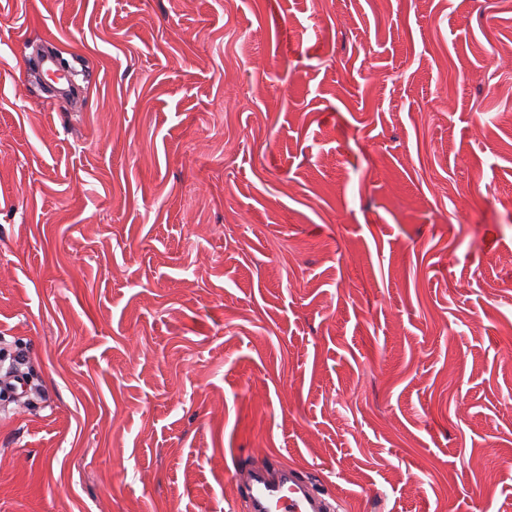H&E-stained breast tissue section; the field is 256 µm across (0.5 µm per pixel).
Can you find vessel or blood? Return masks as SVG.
<instances>
[{"label": "vessel or blood", "instance_id": "b4317fda", "mask_svg": "<svg viewBox=\"0 0 512 512\" xmlns=\"http://www.w3.org/2000/svg\"><path fill=\"white\" fill-rule=\"evenodd\" d=\"M248 512H331V496L316 490L296 469L240 474Z\"/></svg>", "mask_w": 512, "mask_h": 512}]
</instances>
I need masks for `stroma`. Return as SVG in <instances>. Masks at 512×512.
Listing matches in <instances>:
<instances>
[{
    "instance_id": "35a3bbf8",
    "label": "stroma",
    "mask_w": 512,
    "mask_h": 512,
    "mask_svg": "<svg viewBox=\"0 0 512 512\" xmlns=\"http://www.w3.org/2000/svg\"><path fill=\"white\" fill-rule=\"evenodd\" d=\"M508 41L512 0H0V512H244L245 467L512 512Z\"/></svg>"
}]
</instances>
